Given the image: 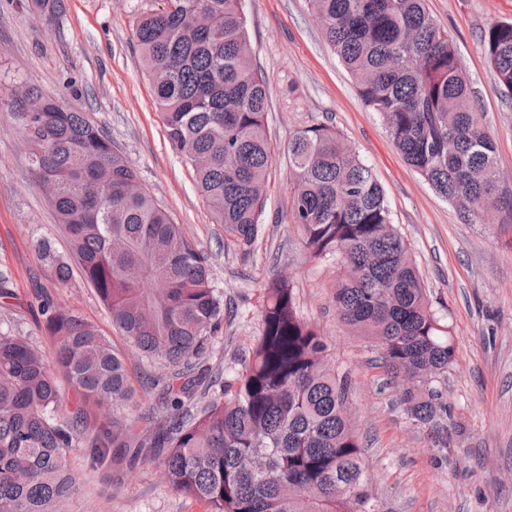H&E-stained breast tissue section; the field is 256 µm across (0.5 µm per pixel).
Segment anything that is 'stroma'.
<instances>
[{
	"mask_svg": "<svg viewBox=\"0 0 512 512\" xmlns=\"http://www.w3.org/2000/svg\"><path fill=\"white\" fill-rule=\"evenodd\" d=\"M26 2L0 0V271L14 291L0 304V330H18L48 350L53 342L39 327L41 303L77 310L125 354L135 390L130 414L163 413L159 395L169 369L132 353L94 289L77 273L59 282L38 251L46 239L59 257L69 255L11 106L18 87L35 86L102 127L142 186L208 255L224 300L213 370L225 378L240 371L260 333L264 290L288 275L301 317L317 326L331 361L349 376L367 488L383 512H512V228L498 218L462 223L456 207L405 162L382 118L363 104L308 0H242L252 64L272 89L266 126L275 146L262 229L247 258L225 246L223 225L213 223L191 168L167 140L138 63L134 22L143 0H64L62 16L51 21ZM427 8L471 80L502 191L512 198V100L496 91L481 40L491 26L512 22V0H427ZM318 125L334 127L373 169L432 307L451 328L454 359L442 385L451 409L447 450L429 429L410 423L375 350L339 320L336 266L309 257L293 221L286 147L292 135ZM71 466L79 495L70 512H207L172 491L156 465L97 467L76 450Z\"/></svg>",
	"mask_w": 512,
	"mask_h": 512,
	"instance_id": "obj_1",
	"label": "stroma"
}]
</instances>
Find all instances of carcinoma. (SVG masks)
I'll list each match as a JSON object with an SVG mask.
<instances>
[{"mask_svg":"<svg viewBox=\"0 0 512 512\" xmlns=\"http://www.w3.org/2000/svg\"><path fill=\"white\" fill-rule=\"evenodd\" d=\"M135 20L139 62L171 146L193 171L224 238L248 257L274 149L265 127L270 86L250 64L242 0H160ZM327 42L369 110L411 166L468 224L503 209L494 143L472 104L448 32L426 0H309ZM56 16L62 0H32ZM498 91L512 97V22L482 36ZM15 117L37 183L70 241L54 259L58 281L76 263L112 323L139 356L178 368L165 414H119L134 403L125 357L78 311L45 302L48 352L0 331V512H69L79 479L72 451L110 468L158 463L177 494L208 512H379L350 417L348 377L321 332L298 312L290 280L266 289L261 332L241 372L200 404L213 384L211 339L224 303L208 257L148 192L128 196L134 169L84 113L42 97ZM294 223L310 257L332 260L339 319L377 346L387 374L406 381L400 405L446 446L448 401L439 388L453 363L448 326L433 310L382 186L335 129L288 141ZM74 395L65 397L58 378Z\"/></svg>","mask_w":512,"mask_h":512,"instance_id":"carcinoma-1","label":"carcinoma"}]
</instances>
